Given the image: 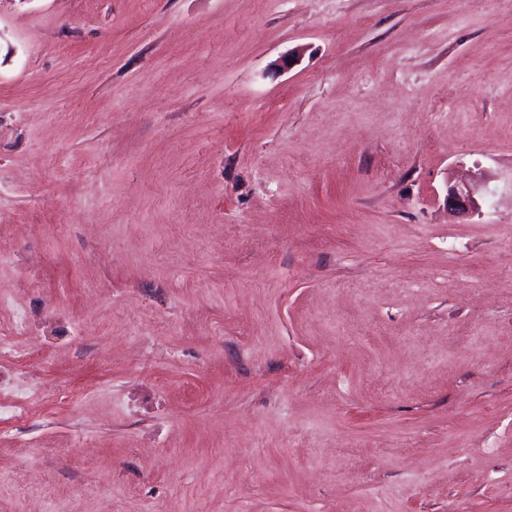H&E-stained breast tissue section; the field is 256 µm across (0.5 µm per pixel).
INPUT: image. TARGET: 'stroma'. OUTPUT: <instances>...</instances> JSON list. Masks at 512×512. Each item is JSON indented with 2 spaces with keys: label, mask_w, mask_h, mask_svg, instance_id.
I'll use <instances>...</instances> for the list:
<instances>
[{
  "label": "stroma",
  "mask_w": 512,
  "mask_h": 512,
  "mask_svg": "<svg viewBox=\"0 0 512 512\" xmlns=\"http://www.w3.org/2000/svg\"><path fill=\"white\" fill-rule=\"evenodd\" d=\"M511 272L512 0H0V512H512ZM446 200L448 209L451 211H478L480 209L472 189L465 184L449 186Z\"/></svg>",
  "instance_id": "1"
}]
</instances>
